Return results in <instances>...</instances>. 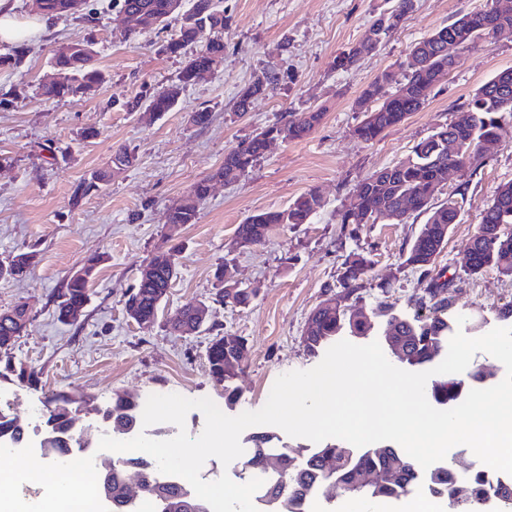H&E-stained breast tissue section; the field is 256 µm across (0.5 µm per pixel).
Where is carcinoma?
Masks as SVG:
<instances>
[{
	"mask_svg": "<svg viewBox=\"0 0 512 512\" xmlns=\"http://www.w3.org/2000/svg\"><path fill=\"white\" fill-rule=\"evenodd\" d=\"M496 0L439 27L415 41L409 50V64L403 74L385 70L361 91L359 102L369 106L352 134L363 142H373L387 129L403 123L413 112L428 103L435 88L449 76L456 57L448 56V42L455 41L464 50L478 41L491 42L512 36V12L502 14L495 9ZM173 0H116L115 19L124 32L138 37L161 30L172 20L179 23L176 37L168 41L165 50L174 56L187 48H195L177 76V81L143 98L124 104L126 111L144 110L156 116L171 112L178 104L182 91L199 81L224 62L223 0H186L184 14L171 10ZM414 11V0H393V5L376 16L369 29L382 41L389 32L400 28ZM78 37L60 42L53 50L51 63L62 72L60 79L40 83V95L47 100H60L86 93L101 86L107 77L94 64V54H68L66 49ZM364 55L360 44L342 51L334 60V69L347 71ZM288 79V74L269 71L254 78L239 92L234 109L243 115L253 100L275 90ZM323 118L320 109L284 112L280 119L252 132L224 153V165L209 177L194 182L187 194L168 209L167 240H172L178 228L196 222L198 206L209 196L210 184L219 179L226 183L239 180L265 155L268 141L281 137L288 141L306 137ZM512 122V70L494 75L478 87L463 102L454 119L440 126L433 134L420 140L410 153L397 163L380 168L354 187L338 212L340 224H375L381 219L404 224L410 216H424L418 234L405 254L402 265L431 280V288L422 295L409 298L412 317L393 313L388 303L379 305L386 318L385 331L398 339L405 348L402 363L413 370L428 367L440 356L448 335L457 324L454 301L448 282L436 270V260L444 249L452 225L459 223L462 202L453 195L435 201L437 175L450 163L470 168L483 158L481 149L499 140L501 131ZM110 178L100 170L79 183L74 196L84 197L99 191ZM321 196L315 191L299 195L283 210L254 213L235 230L236 245L248 247L261 242L259 230L274 224H308L322 208ZM467 253L470 264L465 273L478 277L495 270L512 280V181L500 184L483 210L477 231L469 240ZM32 253L15 251L11 259V278L27 274ZM106 260L103 252H93L81 266L82 275L70 276L57 293L55 310L60 321H68L72 306H83L90 300L89 282L97 268ZM373 261L364 252H350L342 263L339 290H326L328 307H315L308 315L302 334L305 348L316 352L345 333L366 336L374 329L372 319L352 320L347 307L372 269ZM175 276L172 263L151 268L140 275L124 300L125 312L154 320L161 302ZM254 298V290L240 288L229 295L219 288L212 302L244 310ZM31 309L18 303L0 311V378H8L29 387H42L40 372L16 359L14 351L26 335ZM173 333L189 334L198 328L192 307L181 308L167 320ZM246 349L245 339L231 333L212 337L206 347L208 374L217 383L226 381L224 365ZM498 383L495 374L483 365L475 364L464 375L438 374L427 389L429 403L438 410L456 407L472 389H486ZM70 393L53 390L44 405L51 433L41 445L40 455L49 463H58L59 448L80 451L77 437L72 435L66 407ZM143 406L132 398L114 394L112 402L98 409L94 426L111 421L112 433L127 436L139 433ZM26 431L8 413H0V438L18 441ZM273 435L257 432L250 438L241 462V475L255 474L272 478V488L256 498L258 512H312L317 500L336 487L364 504L396 502L413 494H429L443 505L455 503L454 512H512V475L496 472L488 476L476 467L466 473L458 471L455 455L424 469L399 448H350L339 443H326L319 448H286L278 451L269 446ZM140 473L144 499L130 505L123 475ZM111 474L98 481V493L112 500V512H208V503L195 494L169 483L157 465L147 468L142 456L128 458L122 465L101 474Z\"/></svg>",
	"mask_w": 512,
	"mask_h": 512,
	"instance_id": "1",
	"label": "carcinoma"
}]
</instances>
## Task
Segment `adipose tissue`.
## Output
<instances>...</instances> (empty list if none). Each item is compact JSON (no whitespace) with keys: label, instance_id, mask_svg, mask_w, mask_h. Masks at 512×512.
<instances>
[{"label":"adipose tissue","instance_id":"obj_1","mask_svg":"<svg viewBox=\"0 0 512 512\" xmlns=\"http://www.w3.org/2000/svg\"><path fill=\"white\" fill-rule=\"evenodd\" d=\"M48 17L20 18L14 0H0V42L21 43L31 39L48 24ZM29 472L36 475L49 490L48 497L30 509L27 502L15 493L17 474L0 470V512H97L96 475L74 471L60 473L43 467L36 460L27 463Z\"/></svg>","mask_w":512,"mask_h":512}]
</instances>
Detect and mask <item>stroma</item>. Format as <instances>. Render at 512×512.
<instances>
[{"instance_id":"35a3bbf8","label":"stroma","mask_w":512,"mask_h":512,"mask_svg":"<svg viewBox=\"0 0 512 512\" xmlns=\"http://www.w3.org/2000/svg\"><path fill=\"white\" fill-rule=\"evenodd\" d=\"M87 2L94 22L53 19L47 32L28 41L20 67L0 66V94L17 93L0 104V258L20 250L36 254L26 277L0 279V309L19 302L31 308L15 354L41 372L46 389L86 395L96 406L116 393L142 402L152 394L176 393L207 397L220 406L230 387L238 395L230 415L259 410L278 376L322 360V353L306 350L302 330L325 290L338 288L341 265L357 248L373 261L359 291L363 306L371 309L386 300L410 315L409 297L430 285L400 266L421 219L364 224L354 238L336 213L359 180L407 156L417 141L451 121L476 88L512 67V38L481 41L460 53L428 104L376 141L352 134L363 117L356 100L376 75L406 62L413 42L485 0H416L407 22L346 71L334 69L336 55L366 37L371 20L390 0H224L223 65L184 89L172 112L153 118L125 111L122 104L143 86L160 89L176 80L185 59L168 54L165 45L177 23L132 39L115 22L112 0ZM73 35L93 42L96 64L108 80L86 95L44 99L38 87L52 71L51 50ZM279 68L291 72L293 82L238 115L234 102L241 88L257 74ZM203 108L213 119L201 128L190 116ZM309 108L322 109L324 116L307 138L276 143L234 183L215 179L225 152L240 139L281 113ZM87 128L96 130L97 138L82 140ZM121 147L134 152L135 163L112 172L100 192L74 197L76 185L108 167ZM208 176L211 193L200 204L196 223L164 243L168 207ZM509 180L512 123L477 169L451 172L435 195L439 201L464 195L461 221L437 265L453 279L459 314L480 311L486 332L499 326L497 310L512 302V280L493 271L469 278L463 256L496 187ZM311 189L324 200L311 223L278 224L261 244L235 246L236 227L249 215L285 209ZM93 250L107 252L109 259L90 283L81 317L60 322L54 297ZM164 252L172 255L176 276L155 324L142 328L129 321L123 299L142 265ZM219 265L227 283L254 289L249 308L212 304L198 333H170L166 320L176 310L210 302ZM226 331L244 337L247 349L221 386L208 374L205 351L212 336Z\"/></svg>"}]
</instances>
